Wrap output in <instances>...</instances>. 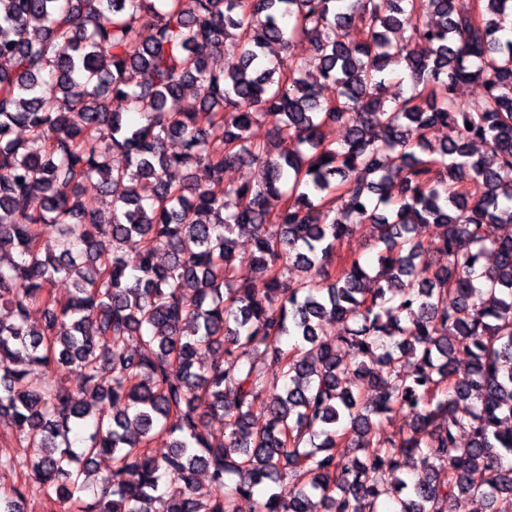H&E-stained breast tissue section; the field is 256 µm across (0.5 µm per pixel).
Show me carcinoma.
Masks as SVG:
<instances>
[{
  "label": "carcinoma",
  "instance_id": "carcinoma-1",
  "mask_svg": "<svg viewBox=\"0 0 512 512\" xmlns=\"http://www.w3.org/2000/svg\"><path fill=\"white\" fill-rule=\"evenodd\" d=\"M510 31L512 0H0V424L29 448L0 456L21 475L0 512L27 493L63 512H453L462 496L496 512L512 497ZM296 40L323 83L272 63ZM473 83L481 100H459ZM437 126L456 136L432 143ZM244 162L264 180L224 184ZM363 223L373 273L334 264ZM421 224L441 229L430 263ZM60 365L71 378L47 382ZM403 411L412 424L386 427Z\"/></svg>",
  "mask_w": 512,
  "mask_h": 512
}]
</instances>
